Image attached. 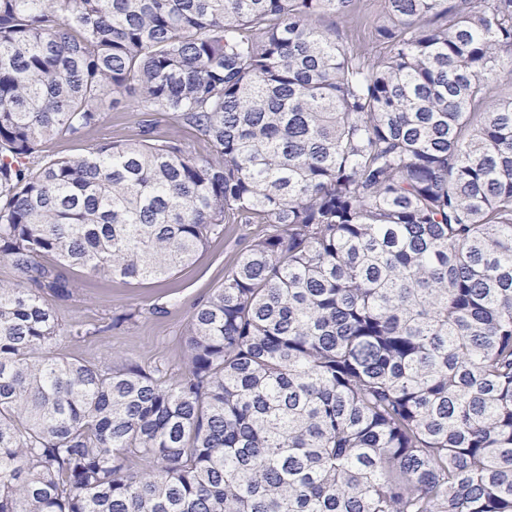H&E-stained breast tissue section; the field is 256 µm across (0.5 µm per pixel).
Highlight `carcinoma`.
I'll list each match as a JSON object with an SVG mask.
<instances>
[{
  "mask_svg": "<svg viewBox=\"0 0 512 512\" xmlns=\"http://www.w3.org/2000/svg\"><path fill=\"white\" fill-rule=\"evenodd\" d=\"M357 2L0 0V512H512V0ZM230 224L184 372L56 353ZM382 8V0H361L358 2V11L361 20L351 27L350 36L357 43H366L369 40V22L378 17ZM368 23V24H367ZM143 119L135 112L107 113L104 123L81 142L55 140L46 145V153L64 156L82 152L99 141L124 139L138 131V122Z\"/></svg>",
  "mask_w": 512,
  "mask_h": 512,
  "instance_id": "1",
  "label": "carcinoma"
}]
</instances>
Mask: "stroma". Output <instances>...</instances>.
<instances>
[{"label":"stroma","instance_id":"1","mask_svg":"<svg viewBox=\"0 0 512 512\" xmlns=\"http://www.w3.org/2000/svg\"><path fill=\"white\" fill-rule=\"evenodd\" d=\"M139 120L133 112H108L104 123L83 141L55 140L47 144L46 152L64 156L101 141L127 138L135 134ZM245 232L241 225H228L223 237L212 240L192 265L176 272L169 289L159 283H127L109 276L77 273L72 295L51 302L63 326L105 325L132 306L146 308L147 315L102 336L81 341L62 337L61 350L102 366L118 367L134 361L181 374L190 312L223 283L225 273L239 257ZM155 304L162 305V312L152 313Z\"/></svg>","mask_w":512,"mask_h":512}]
</instances>
